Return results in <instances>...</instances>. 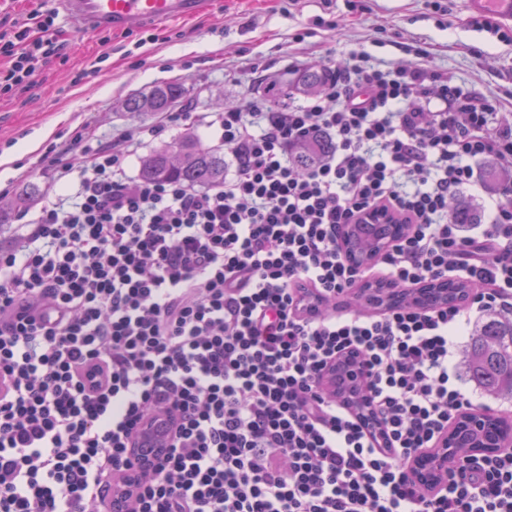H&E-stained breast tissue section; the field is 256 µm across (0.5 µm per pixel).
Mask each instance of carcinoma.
<instances>
[{"instance_id":"1","label":"carcinoma","mask_w":512,"mask_h":512,"mask_svg":"<svg viewBox=\"0 0 512 512\" xmlns=\"http://www.w3.org/2000/svg\"><path fill=\"white\" fill-rule=\"evenodd\" d=\"M328 80L321 68L306 67L283 89L276 85L264 87L265 93L282 103L292 89L304 95L320 92ZM184 96L178 82H165L155 86L148 95H132L125 103L129 112H167ZM330 148L324 136L299 148L296 162L307 166L312 158ZM140 176L158 181H178L189 186H211L224 181V146L203 147L191 133H186L168 147L154 149L140 162ZM452 219L457 224H472L475 213L470 204L455 201L450 206ZM390 229L384 224H357L349 240L353 250L373 251ZM469 379L485 393L497 398L512 399V316H491L479 325L464 350ZM509 416L501 415L488 422L485 435L472 434L457 440L459 450L466 448H495L497 431Z\"/></svg>"}]
</instances>
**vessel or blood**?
<instances>
[{
  "label": "vessel or blood",
  "instance_id": "vessel-or-blood-1",
  "mask_svg": "<svg viewBox=\"0 0 512 512\" xmlns=\"http://www.w3.org/2000/svg\"><path fill=\"white\" fill-rule=\"evenodd\" d=\"M57 10L77 28H109L125 31L141 24L161 25L176 19L195 18L203 0H53ZM465 12L474 18L494 15L512 20V0H463ZM174 429L167 417L158 416L140 426L134 441L138 448L170 446Z\"/></svg>",
  "mask_w": 512,
  "mask_h": 512
}]
</instances>
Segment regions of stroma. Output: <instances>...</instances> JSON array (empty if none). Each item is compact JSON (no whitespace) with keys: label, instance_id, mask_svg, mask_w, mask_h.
Instances as JSON below:
<instances>
[{"label":"stroma","instance_id":"stroma-1","mask_svg":"<svg viewBox=\"0 0 512 512\" xmlns=\"http://www.w3.org/2000/svg\"><path fill=\"white\" fill-rule=\"evenodd\" d=\"M365 21L338 31L315 26L317 17L343 16L350 0H299L284 10L281 0H210L194 21L142 25L126 33L106 29L64 28L67 63L51 62L37 87L0 98V188L9 195L0 210L9 214L0 226V247L25 237L47 197L73 192L70 184H55L44 154L50 146L64 147L76 133L89 130L100 146L158 121L153 112L132 113L124 103L134 93H149L165 81H178L186 91L179 112L192 111L209 119L225 105L256 94L261 80H293L288 66L317 65L327 51L345 54L364 47L386 60L403 59L394 43L378 44L380 30L402 33L431 45L433 62L455 82L499 96L512 113V24L493 35L477 30L460 0H442L457 19L443 30L441 17L427 0H368ZM302 42H294L295 34ZM97 73H90L91 65ZM30 191L19 203L22 191Z\"/></svg>","mask_w":512,"mask_h":512}]
</instances>
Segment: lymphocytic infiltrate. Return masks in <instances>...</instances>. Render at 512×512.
Instances as JSON below:
<instances>
[{"mask_svg": "<svg viewBox=\"0 0 512 512\" xmlns=\"http://www.w3.org/2000/svg\"><path fill=\"white\" fill-rule=\"evenodd\" d=\"M56 10L0 29V97L37 84L65 48ZM376 60L323 59L325 88L275 108L248 97L209 122L224 180L191 188L130 178L135 136L77 134L72 205L44 202L0 249V512H512V448L412 477L422 451L476 406L461 349L485 313L512 308V117L455 83L428 46ZM330 138L307 168L296 147ZM501 179L487 185L485 161ZM480 188L482 224L453 199ZM386 208L405 236L354 266L341 230ZM457 278L462 304L367 316L349 299L377 278L400 289ZM355 359L382 426L372 433L323 383ZM161 414L175 434L147 466L131 443Z\"/></svg>", "mask_w": 512, "mask_h": 512, "instance_id": "1", "label": "lymphocytic infiltrate"}]
</instances>
